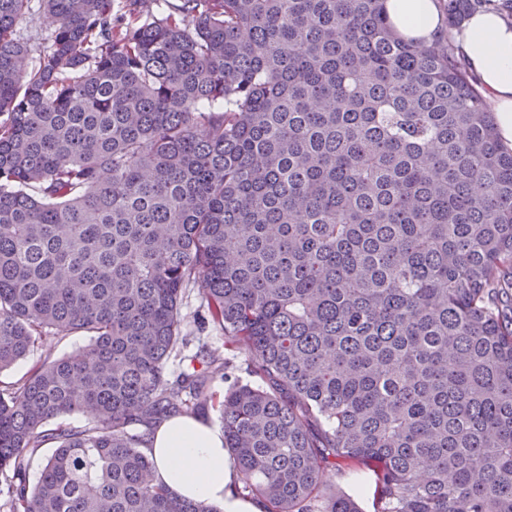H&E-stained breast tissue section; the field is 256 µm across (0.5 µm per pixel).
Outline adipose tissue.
<instances>
[{
	"label": "adipose tissue",
	"mask_w": 512,
	"mask_h": 512,
	"mask_svg": "<svg viewBox=\"0 0 512 512\" xmlns=\"http://www.w3.org/2000/svg\"><path fill=\"white\" fill-rule=\"evenodd\" d=\"M388 19L407 40L427 43L442 27L435 0H385ZM465 54L470 71L495 114L502 143L512 148V22L479 9L449 33ZM153 482L184 498L219 506L221 512H262L259 503L234 495L236 479L224 447V433L202 417L175 416L154 429L146 448Z\"/></svg>",
	"instance_id": "ef3b65f1"
}]
</instances>
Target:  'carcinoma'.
I'll return each instance as SVG.
<instances>
[{
  "mask_svg": "<svg viewBox=\"0 0 512 512\" xmlns=\"http://www.w3.org/2000/svg\"><path fill=\"white\" fill-rule=\"evenodd\" d=\"M29 2L0 0V373L89 341L0 384L5 512H217L148 479L224 370H166L190 290L261 380L219 407L263 512H361L338 462L375 512H512V149L448 33L384 0H41L31 67ZM31 7L27 17L20 20L14 30L17 38L23 39L31 47L37 48V46L44 45H40V43H44L43 39L56 28V22L44 14L43 4L40 0H33ZM435 0H386L388 19L396 32L407 40L426 44L443 21ZM86 343L87 338L81 334L47 339L12 369L4 371L0 375V380L4 383L13 382L23 376L38 360L46 355L61 357L74 352ZM324 480L330 488H336L351 496L358 502L364 512H374L373 493L375 476L366 469L354 470L344 463H338L335 470L326 471Z\"/></svg>",
  "mask_w": 512,
  "mask_h": 512,
  "instance_id": "1",
  "label": "carcinoma"
}]
</instances>
